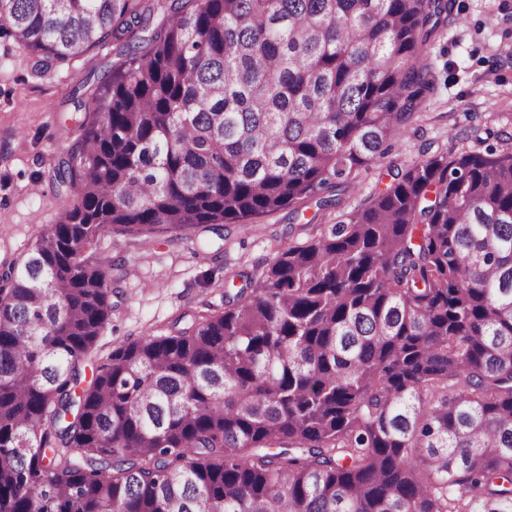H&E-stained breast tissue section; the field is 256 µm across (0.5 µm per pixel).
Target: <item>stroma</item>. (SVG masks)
Segmentation results:
<instances>
[{"instance_id":"obj_1","label":"stroma","mask_w":512,"mask_h":512,"mask_svg":"<svg viewBox=\"0 0 512 512\" xmlns=\"http://www.w3.org/2000/svg\"><path fill=\"white\" fill-rule=\"evenodd\" d=\"M426 51L436 76L422 114L390 141L388 154L359 170L357 190L320 221L334 224L364 207L398 170L422 158L453 151H512V0H455L450 23ZM112 44L94 47L47 73L14 40L0 36V265L23 256L68 203L53 169L93 120L89 108L112 73ZM310 236L288 211L226 224L127 234L121 227L101 238L110 256L112 319L93 357L145 336L190 328L224 309V293L261 275L288 243Z\"/></svg>"}]
</instances>
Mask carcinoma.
<instances>
[{
  "instance_id": "carcinoma-1",
  "label": "carcinoma",
  "mask_w": 512,
  "mask_h": 512,
  "mask_svg": "<svg viewBox=\"0 0 512 512\" xmlns=\"http://www.w3.org/2000/svg\"><path fill=\"white\" fill-rule=\"evenodd\" d=\"M452 4L0 0L40 68L119 55L68 207L0 272V512H512V153L414 162L76 391L100 239L339 207L434 90Z\"/></svg>"
}]
</instances>
